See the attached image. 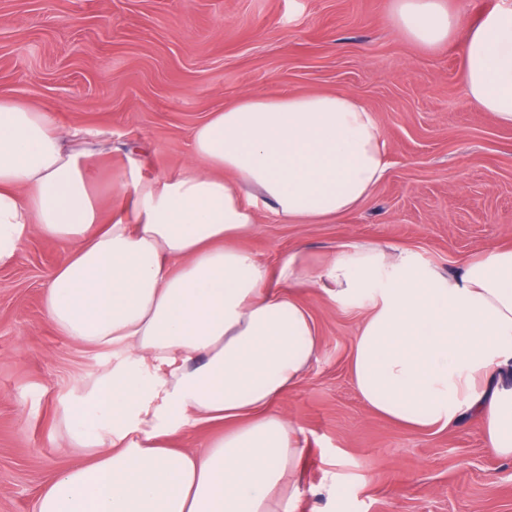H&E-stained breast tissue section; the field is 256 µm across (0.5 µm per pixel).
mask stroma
I'll return each mask as SVG.
<instances>
[{
    "label": "stroma",
    "instance_id": "1",
    "mask_svg": "<svg viewBox=\"0 0 512 512\" xmlns=\"http://www.w3.org/2000/svg\"><path fill=\"white\" fill-rule=\"evenodd\" d=\"M390 0H0V97L48 110L97 147L102 218L120 181L174 175L194 128L250 93L347 91L370 108L393 165L358 209L289 224L260 214L240 242L268 266L343 243L414 250L443 271L512 247V128L466 97L456 45L427 50L388 19ZM63 248L31 235L0 266V512H36L41 488L84 463L66 411L123 351L62 336L43 289ZM304 302L320 346L270 407L303 430L296 512H512V460L470 418L419 430L372 412L350 378L363 316L316 290Z\"/></svg>",
    "mask_w": 512,
    "mask_h": 512
}]
</instances>
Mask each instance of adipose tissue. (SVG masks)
Here are the masks:
<instances>
[{"mask_svg": "<svg viewBox=\"0 0 512 512\" xmlns=\"http://www.w3.org/2000/svg\"><path fill=\"white\" fill-rule=\"evenodd\" d=\"M398 31L432 49L459 27L444 0H391ZM469 99L512 126V0L459 46ZM177 175L123 181L101 220L88 147L50 112L0 99V265L31 235L67 249L43 290L54 328L125 358L66 417L90 463L55 476L38 512H295L301 430L271 405L318 351L300 300L365 305L351 379L362 401L416 429L481 422L489 453L512 459V249L456 273L409 249L339 245L312 266L302 250L277 267L239 247L260 213L306 224L361 206L391 168L374 113L339 91L239 99L198 125ZM236 426L200 451L172 449L194 424Z\"/></svg>", "mask_w": 512, "mask_h": 512, "instance_id": "1", "label": "adipose tissue"}]
</instances>
